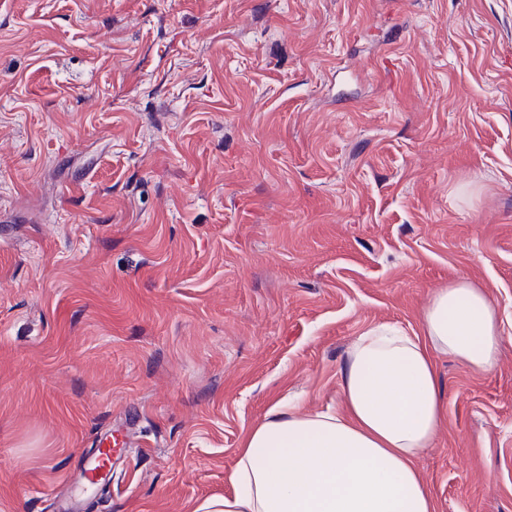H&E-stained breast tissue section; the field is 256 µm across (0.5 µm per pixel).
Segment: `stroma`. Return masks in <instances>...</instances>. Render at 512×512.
Returning <instances> with one entry per match:
<instances>
[{"label": "stroma", "instance_id": "35a3bbf8", "mask_svg": "<svg viewBox=\"0 0 512 512\" xmlns=\"http://www.w3.org/2000/svg\"><path fill=\"white\" fill-rule=\"evenodd\" d=\"M467 280L436 512H512V0H0V512H191L269 409ZM105 446L90 455L85 469V487L87 491L105 487L112 480L113 448L112 439H106Z\"/></svg>", "mask_w": 512, "mask_h": 512}]
</instances>
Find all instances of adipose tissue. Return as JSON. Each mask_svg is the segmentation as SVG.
I'll use <instances>...</instances> for the list:
<instances>
[{
  "instance_id": "ef3b65f1",
  "label": "adipose tissue",
  "mask_w": 512,
  "mask_h": 512,
  "mask_svg": "<svg viewBox=\"0 0 512 512\" xmlns=\"http://www.w3.org/2000/svg\"><path fill=\"white\" fill-rule=\"evenodd\" d=\"M501 336L487 292L466 281L436 290L418 334L381 324L357 337L342 373V414L274 405L242 443L233 494L192 512H435L414 466L444 414L434 357L488 373Z\"/></svg>"
}]
</instances>
